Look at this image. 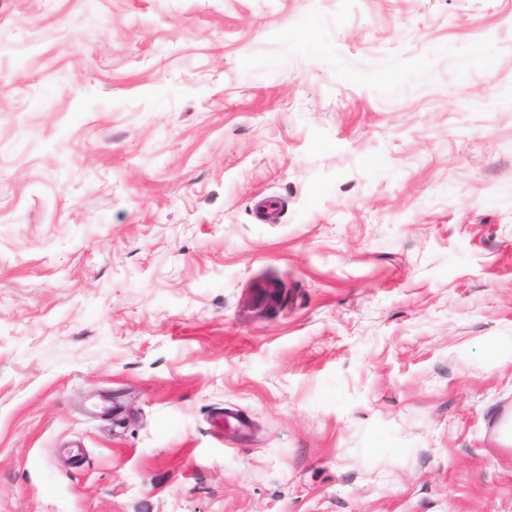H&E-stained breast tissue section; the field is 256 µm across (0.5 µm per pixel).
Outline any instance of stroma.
<instances>
[{"label":"stroma","mask_w":512,"mask_h":512,"mask_svg":"<svg viewBox=\"0 0 512 512\" xmlns=\"http://www.w3.org/2000/svg\"><path fill=\"white\" fill-rule=\"evenodd\" d=\"M510 411L512 0H0V512H512Z\"/></svg>","instance_id":"stroma-1"}]
</instances>
